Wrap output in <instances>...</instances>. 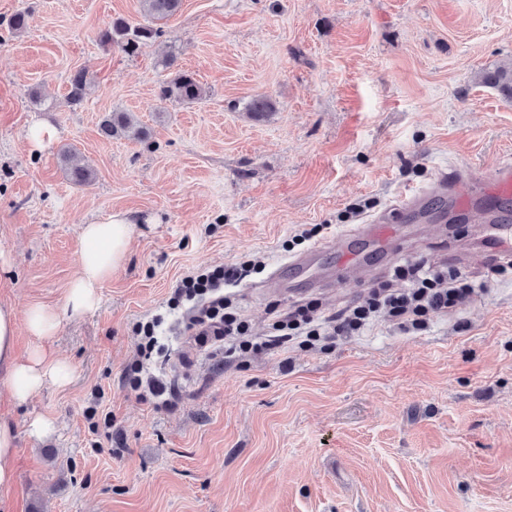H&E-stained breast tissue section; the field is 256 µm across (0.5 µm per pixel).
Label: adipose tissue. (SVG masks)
<instances>
[{
	"label": "adipose tissue",
	"mask_w": 512,
	"mask_h": 512,
	"mask_svg": "<svg viewBox=\"0 0 512 512\" xmlns=\"http://www.w3.org/2000/svg\"><path fill=\"white\" fill-rule=\"evenodd\" d=\"M134 236L133 221L116 212L96 222L82 225L80 272L72 281L65 308L79 315L96 308L98 290L123 266ZM38 339L54 336L60 325L59 314L42 305L17 313L10 305L0 304V382L8 385L16 403L26 402L46 382L66 385L71 367L65 360L52 357L38 347L26 353L17 350L19 326Z\"/></svg>",
	"instance_id": "ef3b65f1"
}]
</instances>
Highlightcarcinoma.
Listing matches in <instances>:
<instances>
[{"label": "carcinoma", "instance_id": "cac0c4a2", "mask_svg": "<svg viewBox=\"0 0 512 512\" xmlns=\"http://www.w3.org/2000/svg\"><path fill=\"white\" fill-rule=\"evenodd\" d=\"M181 0H142L143 10L149 19L147 24L132 25L122 18L102 29L98 34L99 43L106 47H117L129 56L139 54L141 49L155 41L162 33L157 24L173 15L180 7ZM483 82L512 97V68L496 69L483 75ZM86 74L82 70L72 72L68 78V97L73 105L80 104L85 95ZM204 89L189 72H180L175 78L160 86L157 97L161 100L191 104L201 100ZM100 132L112 137L123 135L136 142L147 140L149 132L134 125L128 113L112 111L100 122Z\"/></svg>", "mask_w": 512, "mask_h": 512}]
</instances>
